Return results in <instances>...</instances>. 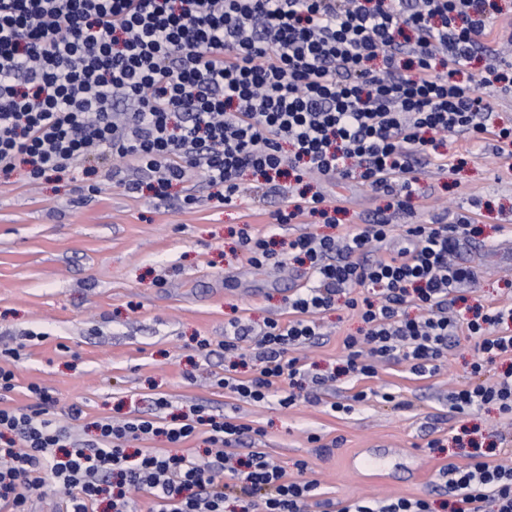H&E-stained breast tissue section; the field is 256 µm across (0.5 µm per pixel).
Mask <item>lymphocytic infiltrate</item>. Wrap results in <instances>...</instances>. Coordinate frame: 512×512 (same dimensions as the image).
<instances>
[{"label":"lymphocytic infiltrate","instance_id":"lymphocytic-infiltrate-1","mask_svg":"<svg viewBox=\"0 0 512 512\" xmlns=\"http://www.w3.org/2000/svg\"><path fill=\"white\" fill-rule=\"evenodd\" d=\"M493 0H0V172L24 166L30 182L112 158L114 184L167 197L172 185L203 175L213 200L229 206L249 174L285 192L274 218L328 217L336 205L307 180L357 175L406 210L415 165L432 135L493 136L512 159V124L463 77L477 56L501 82L512 62L489 45ZM140 173L127 180V171ZM294 184L281 189L278 180ZM474 222L407 225L388 216L338 237L295 239L240 230L254 268L308 263L315 286L288 300L289 319L262 327L234 320L224 329L228 374L218 384L260 403L299 376L294 352L320 334L318 314L337 296L363 324L346 336L348 371L371 378L375 360L408 364L418 376L459 339L473 341L479 382L452 392V411L488 405L512 416V366L484 378L488 364L512 359V302L455 314L474 274L455 263ZM355 287L369 297H352ZM415 308L408 317L406 308ZM255 338L252 376L235 377L241 344ZM28 410L0 407V512H30V494L52 483L66 512H133L135 489L148 512H309L317 480L288 477L260 450L235 447L262 428L196 410L169 421L134 417L93 424L87 443L49 416L52 397L32 386ZM206 433L207 462L169 453ZM161 438L166 448L128 454L129 441ZM467 465L441 469L449 512H512V466L474 450Z\"/></svg>","mask_w":512,"mask_h":512}]
</instances>
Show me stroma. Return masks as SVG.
Segmentation results:
<instances>
[{"label": "stroma", "instance_id": "obj_1", "mask_svg": "<svg viewBox=\"0 0 512 512\" xmlns=\"http://www.w3.org/2000/svg\"><path fill=\"white\" fill-rule=\"evenodd\" d=\"M439 154L421 158L411 208L393 215L397 227L454 221L472 213L475 231L462 240L458 260L475 277L464 292L468 305H498L512 299V170L497 155L493 137L479 141L451 133ZM89 173H53L38 185L24 169L0 173V347L21 346L13 362L12 391L4 405H35L30 384L54 400L50 415L74 424L78 435L95 437L94 421L156 414L166 398L172 414L201 408L263 428L258 448L297 476L307 461L325 498L345 505L359 498L427 499L445 512L439 470L465 465L457 436L471 429L482 445L512 431L494 406L468 414L452 412L448 395L473 382L474 345L452 347L439 371L417 376L390 361L365 381L341 374L343 340L358 335L359 318L343 303L320 316L321 337L302 349L311 373L331 377L329 390L298 392L282 407L281 385L265 402L249 404L218 387L224 374V327L241 319L262 325L288 317V298L312 286L303 265L287 270L247 264L237 232L292 239L304 233L336 235L370 223L389 196L357 178L323 182L341 208L335 223L320 217L280 226L272 214L278 195L252 188L235 205L216 206L202 176L175 185L168 199L151 192L128 193L107 179L110 160L89 161ZM364 390L365 401L353 402ZM393 401H384V394ZM79 419H71L72 409ZM439 447H432V440ZM372 452L387 470L380 477L352 466Z\"/></svg>", "mask_w": 512, "mask_h": 512}]
</instances>
